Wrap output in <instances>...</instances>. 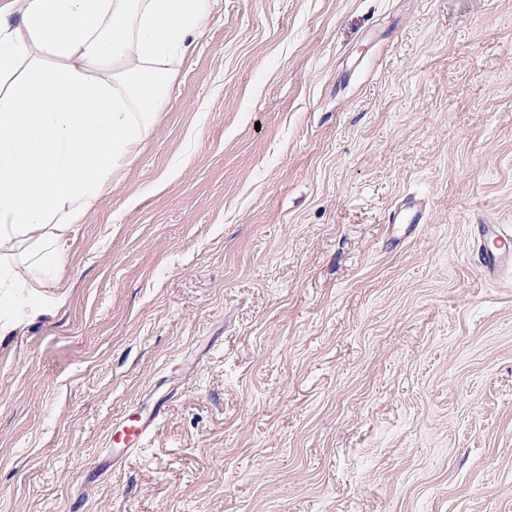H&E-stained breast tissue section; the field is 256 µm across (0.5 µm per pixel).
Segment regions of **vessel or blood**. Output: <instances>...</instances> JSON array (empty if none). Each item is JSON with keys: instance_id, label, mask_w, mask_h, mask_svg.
I'll use <instances>...</instances> for the list:
<instances>
[{"instance_id": "b4317fda", "label": "vessel or blood", "mask_w": 512, "mask_h": 512, "mask_svg": "<svg viewBox=\"0 0 512 512\" xmlns=\"http://www.w3.org/2000/svg\"><path fill=\"white\" fill-rule=\"evenodd\" d=\"M393 224H419L423 221L422 205L407 198L389 217ZM482 270L486 274L512 268V226L483 224L479 227ZM164 401H157L149 413L133 417L124 416L109 436V448L95 462L98 476L111 472L116 462L126 456L139 453L158 421L165 414Z\"/></svg>"}]
</instances>
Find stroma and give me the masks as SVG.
<instances>
[{
  "label": "stroma",
  "mask_w": 512,
  "mask_h": 512,
  "mask_svg": "<svg viewBox=\"0 0 512 512\" xmlns=\"http://www.w3.org/2000/svg\"><path fill=\"white\" fill-rule=\"evenodd\" d=\"M177 69L40 315L0 298V512H512V0H216ZM390 224H422V204L413 199L406 198L403 203L389 217ZM481 266L491 275L512 268V227L506 224L478 225ZM166 401L158 400L149 413L137 417L127 414L118 421L109 436L110 448L95 461L94 468L99 477L111 472L119 459L137 454L145 447L153 428L165 415Z\"/></svg>",
  "instance_id": "1"
}]
</instances>
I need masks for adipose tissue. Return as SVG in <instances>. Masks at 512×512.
Here are the masks:
<instances>
[{
    "instance_id": "adipose-tissue-1",
    "label": "adipose tissue",
    "mask_w": 512,
    "mask_h": 512,
    "mask_svg": "<svg viewBox=\"0 0 512 512\" xmlns=\"http://www.w3.org/2000/svg\"><path fill=\"white\" fill-rule=\"evenodd\" d=\"M16 2L0 31V288L33 299L155 126L215 0Z\"/></svg>"
}]
</instances>
